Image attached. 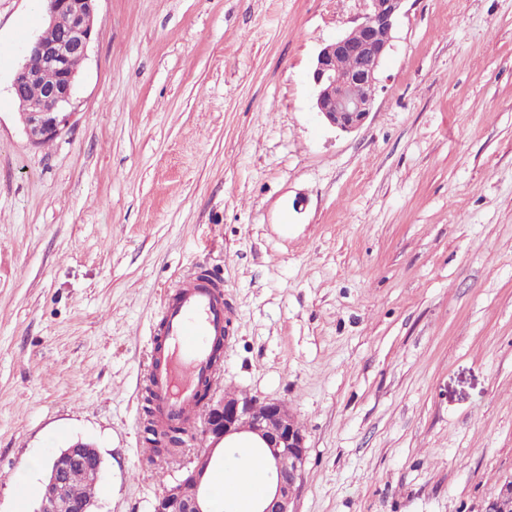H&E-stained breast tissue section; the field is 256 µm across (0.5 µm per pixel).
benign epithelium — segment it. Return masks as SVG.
<instances>
[{
	"label": "benign epithelium",
	"mask_w": 512,
	"mask_h": 512,
	"mask_svg": "<svg viewBox=\"0 0 512 512\" xmlns=\"http://www.w3.org/2000/svg\"><path fill=\"white\" fill-rule=\"evenodd\" d=\"M96 0H46L47 25L61 14L70 24L55 40H31L23 62L11 83L12 93L26 84L39 82L41 71L56 73L37 100L18 105L19 118L29 143L39 147L56 139L76 115L78 70L74 57L86 59L92 40ZM368 12L355 27L323 46L314 61L310 79L313 106L325 123L343 132L361 128L374 107V91L380 66L393 40L395 24L406 0H368ZM357 60V68L343 73L336 67L340 57ZM203 438L206 448L196 454L183 477L166 485L156 495L152 512H211L204 478L211 468L217 445L233 435L249 434L261 441L256 451L263 454L269 469L270 491L254 512H296L295 493L304 471L308 447L304 428L288 405L279 400L233 394L218 401L205 400ZM83 471L98 480L103 457L91 442L77 440L53 456L45 481L56 489L55 497L40 503L36 512H96L92 499L72 493L70 477ZM512 499V478L488 500L484 512H501L502 503Z\"/></svg>",
	"instance_id": "7a95c632"
}]
</instances>
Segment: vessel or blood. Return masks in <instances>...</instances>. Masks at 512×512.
<instances>
[{"label":"vessel or blood","mask_w":512,"mask_h":512,"mask_svg":"<svg viewBox=\"0 0 512 512\" xmlns=\"http://www.w3.org/2000/svg\"><path fill=\"white\" fill-rule=\"evenodd\" d=\"M229 320L224 280L216 274L183 278L163 301L148 369L157 430L196 417L198 388L219 381L215 350L227 341Z\"/></svg>","instance_id":"1"}]
</instances>
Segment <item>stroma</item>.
<instances>
[{
    "instance_id": "obj_1",
    "label": "stroma",
    "mask_w": 512,
    "mask_h": 512,
    "mask_svg": "<svg viewBox=\"0 0 512 512\" xmlns=\"http://www.w3.org/2000/svg\"><path fill=\"white\" fill-rule=\"evenodd\" d=\"M45 0H0V512L66 443L97 512H150L202 448L143 457L160 300L215 272L226 390L288 403L296 512H483L512 478V0H406L357 131L314 112L366 0H97L77 114L10 94Z\"/></svg>"
}]
</instances>
